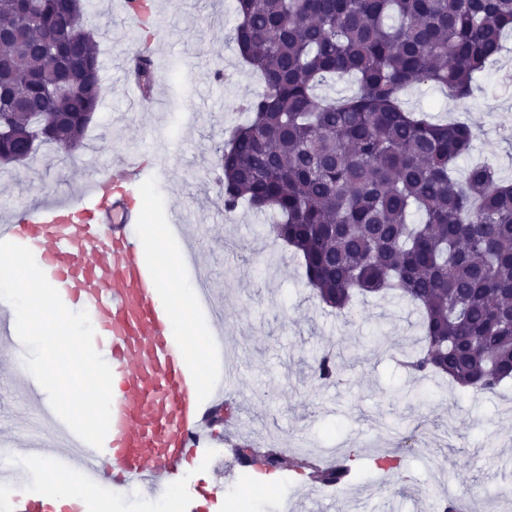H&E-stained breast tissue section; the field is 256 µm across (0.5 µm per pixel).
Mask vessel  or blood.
Here are the masks:
<instances>
[{"instance_id": "vessel-or-blood-1", "label": "vessel or blood", "mask_w": 512, "mask_h": 512, "mask_svg": "<svg viewBox=\"0 0 512 512\" xmlns=\"http://www.w3.org/2000/svg\"><path fill=\"white\" fill-rule=\"evenodd\" d=\"M142 174L141 162L123 161L110 180H90L66 201L0 224V241L31 249L64 305L88 312L113 374L102 448L45 406L24 432H0L1 450L15 452L24 438L29 454L81 476L83 492L62 512H85L90 494L104 486L135 485L154 496L179 483L186 463L213 447V415L239 382L219 361L209 388H200L191 351L172 332L159 271L125 224L140 206Z\"/></svg>"}]
</instances>
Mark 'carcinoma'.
<instances>
[{
	"mask_svg": "<svg viewBox=\"0 0 512 512\" xmlns=\"http://www.w3.org/2000/svg\"><path fill=\"white\" fill-rule=\"evenodd\" d=\"M86 0H43L29 21L0 36V171L29 167L48 148L62 159L82 146L104 96ZM239 57L264 78L242 104L251 119L216 151L224 212L241 203L273 217L267 233L295 249L307 284L327 307L352 316L358 297L392 291L420 313L413 377L492 392L512 381V184L487 162L458 170L475 132L404 108L402 92L431 83L456 100L495 64L512 34V0H236ZM75 44L88 66L77 91L53 88L68 62L41 48L44 31ZM352 78L335 98L322 86ZM324 354L315 374L338 376ZM296 467L314 483L356 478L350 456L325 469L310 454Z\"/></svg>",
	"mask_w": 512,
	"mask_h": 512,
	"instance_id": "cac0c4a2",
	"label": "carcinoma"
}]
</instances>
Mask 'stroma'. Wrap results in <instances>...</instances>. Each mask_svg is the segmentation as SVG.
<instances>
[{
  "label": "stroma",
  "mask_w": 512,
  "mask_h": 512,
  "mask_svg": "<svg viewBox=\"0 0 512 512\" xmlns=\"http://www.w3.org/2000/svg\"><path fill=\"white\" fill-rule=\"evenodd\" d=\"M165 42L152 43L156 110L131 105L120 46L128 21L120 0H91L86 25L101 38L112 70L103 74L105 95L85 138L86 147L61 165L41 160L10 176L0 173V223L15 211L78 193L100 166L144 155L154 134L174 139L177 154L163 177L143 188L145 223L164 225L171 212L190 216L187 232L203 235L210 248L199 272L209 278L229 322L228 358L239 375L227 400L231 419L217 422L220 434L256 448L355 451L359 482L338 492L341 512H428L425 495L454 496L467 512H512V383L493 393L459 391L437 377L416 381L396 363L412 350L416 311L388 296L361 299L353 318L323 305L306 284L301 260L265 234V214L240 207L224 212L210 171L215 147L247 121L239 101L258 94L260 75L244 65L227 36L236 23L235 0H151ZM512 71V53L484 72L473 95L459 102L440 88L417 84L402 102L430 111L439 121H463L477 133L472 157L490 161L500 179L512 181V142L498 135L512 126V87L500 73ZM223 80H215V72ZM196 272V273H199ZM196 273L177 269L174 283ZM22 343L16 330L0 334V422L34 417L37 400L14 361ZM343 353L341 377L325 384L314 373L325 351ZM404 449L399 473L377 469L378 449ZM247 472L223 449L193 460L185 480L151 499L116 496L117 512H277L288 500L306 512L314 496L302 476L279 470L256 487L240 482Z\"/></svg>",
  "instance_id": "obj_1"
}]
</instances>
